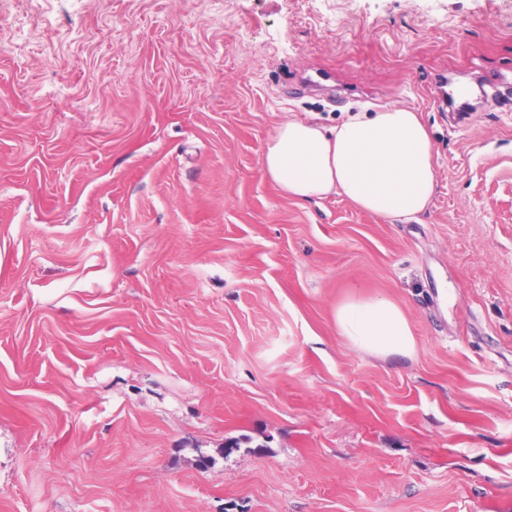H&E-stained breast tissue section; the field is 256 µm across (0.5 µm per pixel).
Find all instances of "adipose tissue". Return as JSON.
Instances as JSON below:
<instances>
[{"label": "adipose tissue", "mask_w": 512, "mask_h": 512, "mask_svg": "<svg viewBox=\"0 0 512 512\" xmlns=\"http://www.w3.org/2000/svg\"><path fill=\"white\" fill-rule=\"evenodd\" d=\"M264 172L296 200L343 196L385 217L423 212L437 184L428 130L414 109L359 112L326 129L301 120L280 123L262 156ZM336 330L353 347L377 356L415 350L410 321L394 301L350 297L334 310Z\"/></svg>", "instance_id": "ef3b65f1"}]
</instances>
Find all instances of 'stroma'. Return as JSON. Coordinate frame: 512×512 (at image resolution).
<instances>
[{
	"mask_svg": "<svg viewBox=\"0 0 512 512\" xmlns=\"http://www.w3.org/2000/svg\"><path fill=\"white\" fill-rule=\"evenodd\" d=\"M389 104L414 219L263 171ZM0 512H512V0H0ZM336 330L353 347L377 356H410L415 340L410 321L394 301L382 297H350L334 310Z\"/></svg>",
	"mask_w": 512,
	"mask_h": 512,
	"instance_id": "1",
	"label": "stroma"
}]
</instances>
